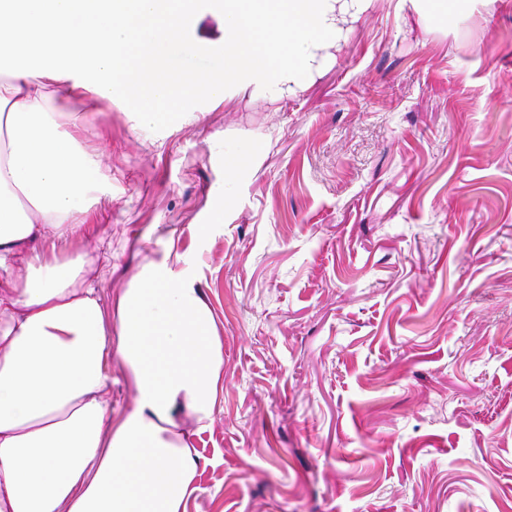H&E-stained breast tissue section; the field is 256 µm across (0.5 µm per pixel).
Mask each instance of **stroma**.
<instances>
[{"instance_id": "1", "label": "stroma", "mask_w": 512, "mask_h": 512, "mask_svg": "<svg viewBox=\"0 0 512 512\" xmlns=\"http://www.w3.org/2000/svg\"><path fill=\"white\" fill-rule=\"evenodd\" d=\"M86 109L100 297L175 262L222 344L187 512H512V0L451 29L375 0L302 93L170 129ZM257 154L255 145L241 144L224 151L225 186L234 188L246 164Z\"/></svg>"}]
</instances>
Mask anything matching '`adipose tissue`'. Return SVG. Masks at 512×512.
<instances>
[{"instance_id":"adipose-tissue-1","label":"adipose tissue","mask_w":512,"mask_h":512,"mask_svg":"<svg viewBox=\"0 0 512 512\" xmlns=\"http://www.w3.org/2000/svg\"><path fill=\"white\" fill-rule=\"evenodd\" d=\"M224 24L220 70L194 64L201 3ZM374 0H0V512H186L198 455L183 417L212 421L224 364L212 316L172 263L145 262L107 315L82 249L103 189L79 146L88 100L140 126L195 119L200 101L306 88ZM484 0H397L451 26ZM62 95L68 124L50 103ZM133 406L113 418L112 366Z\"/></svg>"}]
</instances>
